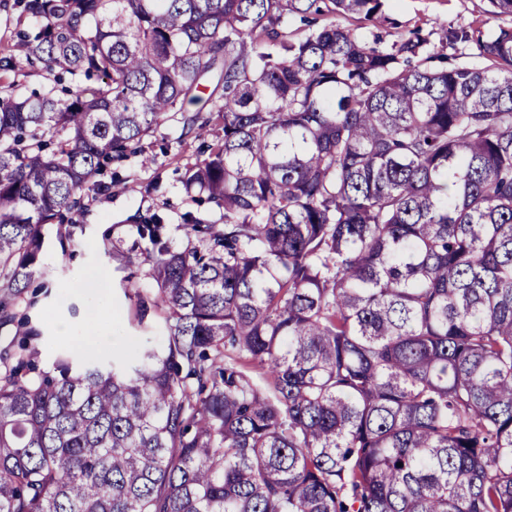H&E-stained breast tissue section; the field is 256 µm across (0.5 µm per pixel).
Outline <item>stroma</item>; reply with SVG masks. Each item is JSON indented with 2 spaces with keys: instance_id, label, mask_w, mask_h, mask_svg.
I'll use <instances>...</instances> for the list:
<instances>
[{
  "instance_id": "stroma-1",
  "label": "stroma",
  "mask_w": 512,
  "mask_h": 512,
  "mask_svg": "<svg viewBox=\"0 0 512 512\" xmlns=\"http://www.w3.org/2000/svg\"><path fill=\"white\" fill-rule=\"evenodd\" d=\"M487 0H387L394 24L388 40L402 38L408 30L422 27L442 32L470 23L496 28L499 18L488 13ZM193 106L168 113L151 136L143 141L142 154L131 156L118 174L104 172L99 184L84 191L83 204L63 225L44 228L40 253L41 276L22 295L8 300L14 320L0 326V362L17 350L21 341L35 348V362L51 368L57 355L70 354L74 363L86 364L119 354L134 356L144 336L161 341L160 328L140 327L135 289L149 288L144 249H132L131 218L157 213L164 217L176 243H184L182 216L191 212L212 224L224 221L214 207L198 206L184 191L181 176L187 166L204 158L205 149L218 133L217 127L187 128L184 119ZM131 249V261L121 265L103 249L104 237ZM36 337L25 338L26 329ZM92 339L85 347L75 340L85 332Z\"/></svg>"
}]
</instances>
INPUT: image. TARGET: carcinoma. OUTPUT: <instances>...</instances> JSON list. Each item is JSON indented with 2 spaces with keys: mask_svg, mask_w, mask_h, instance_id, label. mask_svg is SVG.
I'll return each mask as SVG.
<instances>
[{
  "mask_svg": "<svg viewBox=\"0 0 512 512\" xmlns=\"http://www.w3.org/2000/svg\"><path fill=\"white\" fill-rule=\"evenodd\" d=\"M18 7L0 70L84 81L0 98V295L187 103L224 224L132 217L164 344L0 369V512H512V26L450 67L385 0Z\"/></svg>",
  "mask_w": 512,
  "mask_h": 512,
  "instance_id": "cac0c4a2",
  "label": "carcinoma"
}]
</instances>
